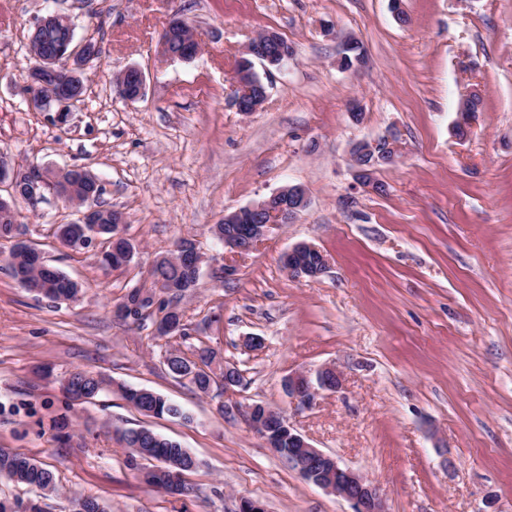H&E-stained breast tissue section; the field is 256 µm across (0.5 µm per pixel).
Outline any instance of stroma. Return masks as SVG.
<instances>
[{
	"mask_svg": "<svg viewBox=\"0 0 512 512\" xmlns=\"http://www.w3.org/2000/svg\"><path fill=\"white\" fill-rule=\"evenodd\" d=\"M401 9L395 16L390 0H0V153L91 171L137 249L127 268L103 269L95 248L55 240V225L76 220L72 207L51 195L35 209L17 202L0 254L13 240L34 242L82 292L70 303L42 299L0 261V448L51 470L58 488L42 497L0 479V495L39 501L43 512H72L86 497L109 512H236L242 496L266 512H351L245 423L242 406L262 402L367 475L387 512H512V0H401ZM48 10L69 14L76 37L101 48L83 104L62 119L34 110L25 91L28 40ZM176 14L202 44L193 60L158 51ZM264 31L296 54L269 78L262 106L240 112L229 103L238 61ZM349 38L364 49L357 71L339 63ZM130 66L146 77L133 102L115 83ZM473 91L481 109L461 139L453 128ZM392 128L404 154L376 172L378 193L357 181L350 148ZM294 184L309 207L253 251H226L213 236L225 214ZM183 236L210 258L180 303L188 338L117 320L114 305ZM302 242L329 257L319 278L283 267ZM224 264L235 279L217 278ZM198 346L236 363L245 389L225 395L218 373L205 393L174 378L167 350ZM326 365L342 371V390L296 410L284 378ZM75 369L107 387L72 400L61 380ZM121 384L171 398L188 420L145 415ZM61 416L63 434L53 425ZM139 427L195 456L191 493L139 482L115 440L116 429Z\"/></svg>",
	"mask_w": 512,
	"mask_h": 512,
	"instance_id": "35a3bbf8",
	"label": "stroma"
}]
</instances>
